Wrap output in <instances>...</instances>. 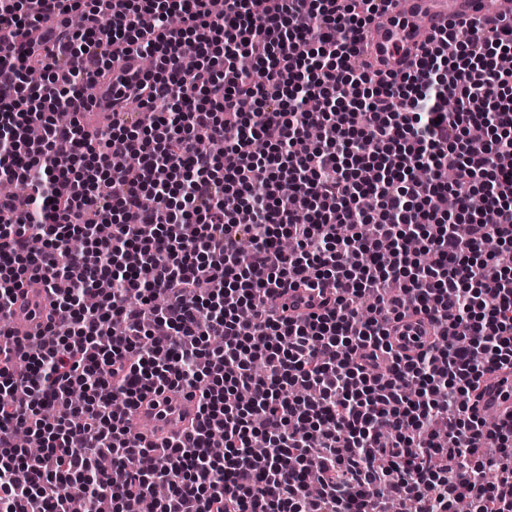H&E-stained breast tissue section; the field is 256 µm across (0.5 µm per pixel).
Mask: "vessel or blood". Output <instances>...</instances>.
I'll list each match as a JSON object with an SVG mask.
<instances>
[{
    "label": "vessel or blood",
    "mask_w": 512,
    "mask_h": 512,
    "mask_svg": "<svg viewBox=\"0 0 512 512\" xmlns=\"http://www.w3.org/2000/svg\"><path fill=\"white\" fill-rule=\"evenodd\" d=\"M512 15V0H391L363 30L377 71L401 75L422 55L430 35L447 26L449 20ZM95 95L78 118L87 132L100 131L112 123V80L100 78ZM48 296L42 284L23 286V295L13 308L12 327L18 337L35 335L45 324ZM481 411L498 421L512 420V369L501 368L485 374L477 392ZM197 403L181 394L147 395L130 415L133 425H147L155 438L166 437L190 424Z\"/></svg>",
    "instance_id": "vessel-or-blood-1"
}]
</instances>
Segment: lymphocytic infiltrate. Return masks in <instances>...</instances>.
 <instances>
[{"label":"lymphocytic infiltrate","mask_w":512,"mask_h":512,"mask_svg":"<svg viewBox=\"0 0 512 512\" xmlns=\"http://www.w3.org/2000/svg\"><path fill=\"white\" fill-rule=\"evenodd\" d=\"M388 2L0 0V182L32 188L0 195V512H512V422L471 403L512 367V19L449 22L396 79L354 63ZM94 73L92 135L55 110ZM33 278L54 319L29 342ZM309 290L319 314L275 312ZM168 387L198 412L158 448L124 417ZM95 96L86 103L78 118L84 129L89 132H98L112 124V107L106 105L112 103V77L98 78L93 84ZM22 288L23 295L12 309L11 323L15 334L25 338L37 333L38 324H41V328L45 326L48 296L40 282H25Z\"/></svg>","instance_id":"lymphocytic-infiltrate-1"}]
</instances>
